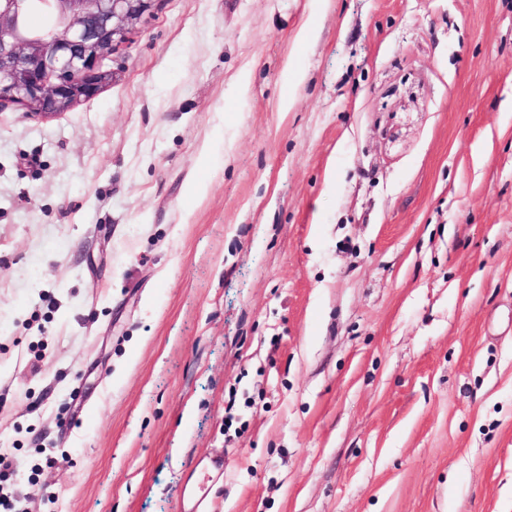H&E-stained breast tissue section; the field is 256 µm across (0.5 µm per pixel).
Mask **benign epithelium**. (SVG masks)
Returning a JSON list of instances; mask_svg holds the SVG:
<instances>
[{
	"label": "benign epithelium",
	"mask_w": 512,
	"mask_h": 512,
	"mask_svg": "<svg viewBox=\"0 0 512 512\" xmlns=\"http://www.w3.org/2000/svg\"><path fill=\"white\" fill-rule=\"evenodd\" d=\"M56 27L19 25L23 0H0V106L44 117L96 95L113 78L103 62L131 42L156 0H49Z\"/></svg>",
	"instance_id": "7a95c632"
}]
</instances>
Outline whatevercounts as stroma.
<instances>
[{"label":"stroma","instance_id":"35a3bbf8","mask_svg":"<svg viewBox=\"0 0 512 512\" xmlns=\"http://www.w3.org/2000/svg\"><path fill=\"white\" fill-rule=\"evenodd\" d=\"M104 66L0 108V512H512V0H157Z\"/></svg>","mask_w":512,"mask_h":512}]
</instances>
